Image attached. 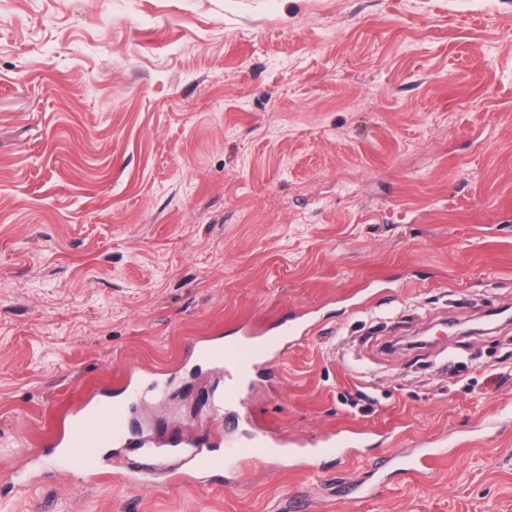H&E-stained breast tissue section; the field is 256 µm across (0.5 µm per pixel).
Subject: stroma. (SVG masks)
<instances>
[{"instance_id":"obj_1","label":"stroma","mask_w":512,"mask_h":512,"mask_svg":"<svg viewBox=\"0 0 512 512\" xmlns=\"http://www.w3.org/2000/svg\"><path fill=\"white\" fill-rule=\"evenodd\" d=\"M512 309V0H0V512H512V322L394 350L431 321ZM319 333L243 393L267 427L466 445L433 478L336 498L391 446L124 486L9 450L49 445L89 397L129 426L210 435L224 374L194 344ZM366 391L373 411L346 404ZM302 316L303 315H297L294 320H288V323H282L278 336H289V343H291L310 335L319 324L311 320L302 323L297 322V319Z\"/></svg>"}]
</instances>
